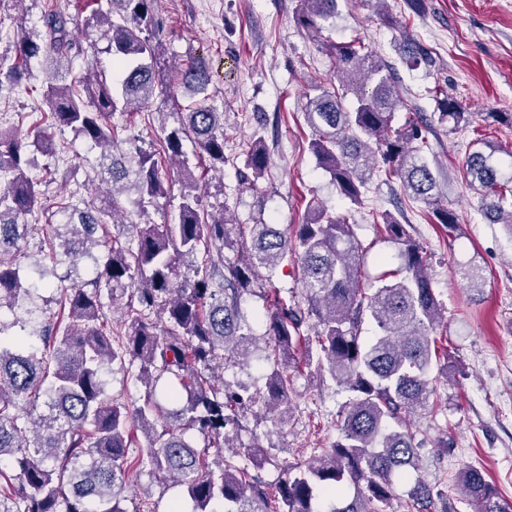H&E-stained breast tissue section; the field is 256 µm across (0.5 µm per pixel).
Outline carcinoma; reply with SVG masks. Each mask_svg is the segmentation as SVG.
<instances>
[{
  "instance_id": "cac0c4a2",
  "label": "carcinoma",
  "mask_w": 512,
  "mask_h": 512,
  "mask_svg": "<svg viewBox=\"0 0 512 512\" xmlns=\"http://www.w3.org/2000/svg\"><path fill=\"white\" fill-rule=\"evenodd\" d=\"M97 22L108 27L112 63L122 67L120 90L107 85L97 59L85 60V74H73L81 55L73 32L79 19L53 11L44 16L46 38L23 37L17 58L43 57L44 121L70 129L98 150L94 171L111 191L98 205L71 207L72 218L52 224L53 240L43 258L25 267L20 243L35 228L24 222L39 201L40 181L27 174L28 147L47 154L53 140L40 127L25 134L0 128V512H127L122 507L133 477L146 472L185 488L194 512H388L395 485L406 480L410 512H427L433 488L412 476L422 461L409 417L436 393L441 367L438 339L444 307L428 274L430 255L390 214L380 215L386 235L400 245V264L366 284V250L355 225L328 208L311 203L302 223L289 229L260 220L235 224L205 208L183 141H191L213 167L224 166V113L205 101L178 113V126L165 137L166 150L182 158L186 179L175 224H118L129 232L122 241L107 232L106 220L121 211L117 199L130 186L143 208L168 195L155 154L140 151L134 164L114 152L112 115L143 107L170 92L159 78L163 45L152 38L155 0H104ZM336 16V0H298L301 28L319 33ZM342 94L314 85L304 115L312 129L309 151L329 173L346 203L359 207L372 176L398 180L406 194L430 210L433 221L459 230L453 211L438 206V180L425 149V127L416 115L394 124L402 106L395 73L362 45L327 44ZM407 64L433 63L425 45L406 39ZM200 59L180 69L175 81L198 91L211 82ZM354 100L347 104V95ZM441 119L455 130L467 113L440 92ZM485 148L466 155L463 174L482 191L481 212L492 224L512 228V170ZM270 165L259 138L245 153L242 184L257 196ZM237 248L241 259L224 261L223 250ZM72 273L59 283L58 258ZM92 260L94 276L83 279L79 261ZM193 259L190 271L182 262ZM296 264L307 307L274 294L259 283V269L274 272ZM470 288L483 281L476 266L460 267ZM60 292L69 323L61 327L47 310L32 307L30 278ZM266 300V394L245 382L218 381L223 363L246 367L260 351L259 337L241 308L243 296ZM126 299L124 332L112 335L106 310ZM375 333L365 342V320ZM321 381L331 380L348 394L337 413L338 438L305 465H287L276 484L258 475L268 450L254 441L224 457L229 432L242 413L258 406L274 423L288 420L294 380L289 374L298 352ZM119 371L144 387L142 403L112 396L106 375ZM141 430L146 443L135 441ZM193 430L197 447L184 438ZM473 512H512L484 472L467 466L457 474ZM355 492L348 497V486Z\"/></svg>"
}]
</instances>
